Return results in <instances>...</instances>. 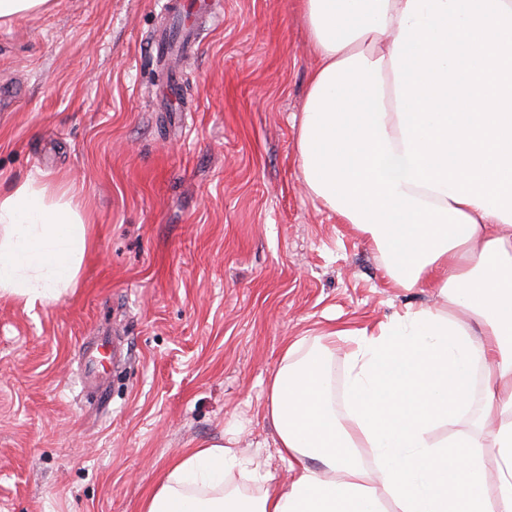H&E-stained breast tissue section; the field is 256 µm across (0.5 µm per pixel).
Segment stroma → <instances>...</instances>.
<instances>
[{
	"instance_id": "obj_1",
	"label": "stroma",
	"mask_w": 512,
	"mask_h": 512,
	"mask_svg": "<svg viewBox=\"0 0 512 512\" xmlns=\"http://www.w3.org/2000/svg\"><path fill=\"white\" fill-rule=\"evenodd\" d=\"M162 0H51L0 23V189L40 175L95 218L78 285L0 298V512H140L189 448L233 437L287 485L262 417L285 343L441 306L392 287L371 242L305 189L298 124L316 59L297 0H214L180 58L182 104L143 44ZM119 336L109 401L83 384Z\"/></svg>"
}]
</instances>
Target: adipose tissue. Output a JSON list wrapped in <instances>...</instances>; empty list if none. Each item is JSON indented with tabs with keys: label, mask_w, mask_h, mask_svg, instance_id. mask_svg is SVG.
Wrapping results in <instances>:
<instances>
[{
	"label": "adipose tissue",
	"mask_w": 512,
	"mask_h": 512,
	"mask_svg": "<svg viewBox=\"0 0 512 512\" xmlns=\"http://www.w3.org/2000/svg\"><path fill=\"white\" fill-rule=\"evenodd\" d=\"M298 3L317 58L304 183L373 242L393 287L447 306L284 346L264 417L287 486L227 488L254 473L233 442L211 444L182 453L142 512H512V0ZM92 243L68 186L35 175L0 191V297L30 308L76 288ZM336 340L350 345L339 393ZM476 377L482 419L436 438Z\"/></svg>",
	"instance_id": "ef3b65f1"
}]
</instances>
